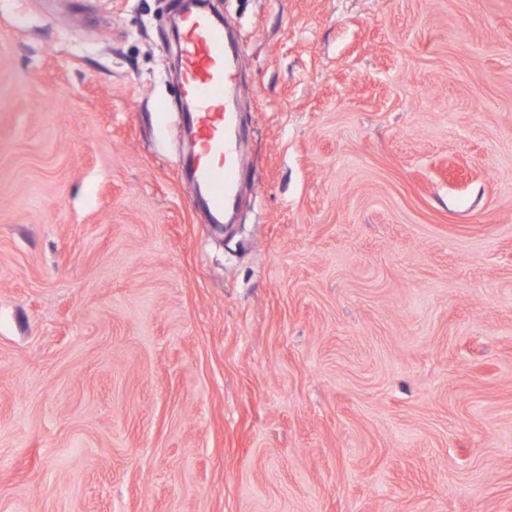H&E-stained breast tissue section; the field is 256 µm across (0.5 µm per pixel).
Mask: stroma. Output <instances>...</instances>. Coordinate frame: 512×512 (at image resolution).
Wrapping results in <instances>:
<instances>
[{
	"label": "stroma",
	"instance_id": "obj_1",
	"mask_svg": "<svg viewBox=\"0 0 512 512\" xmlns=\"http://www.w3.org/2000/svg\"><path fill=\"white\" fill-rule=\"evenodd\" d=\"M0 0V512H512V0ZM179 82L190 101L184 111L194 149L187 159L192 179L205 192L212 221L222 223L236 200L237 167L244 144L232 133L239 87L229 64L224 28L208 13L182 15L178 37Z\"/></svg>",
	"mask_w": 512,
	"mask_h": 512
}]
</instances>
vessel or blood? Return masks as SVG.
<instances>
[{"label": "vessel or blood", "instance_id": "1", "mask_svg": "<svg viewBox=\"0 0 512 512\" xmlns=\"http://www.w3.org/2000/svg\"><path fill=\"white\" fill-rule=\"evenodd\" d=\"M179 82L190 101L186 122L194 149L192 179L204 190L213 222H222L236 200L237 167L244 144L232 133L239 88L228 61L224 29L205 12L188 11L178 37Z\"/></svg>", "mask_w": 512, "mask_h": 512}]
</instances>
